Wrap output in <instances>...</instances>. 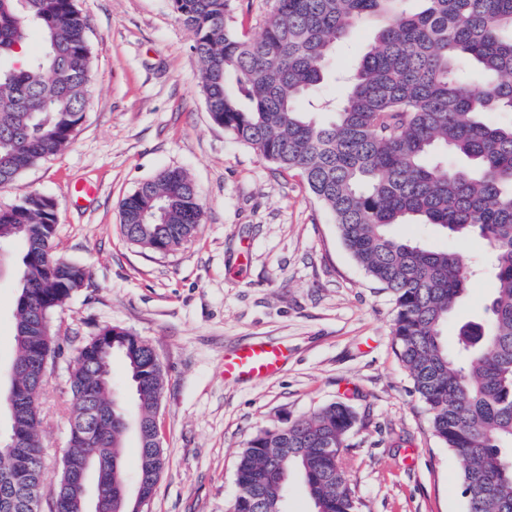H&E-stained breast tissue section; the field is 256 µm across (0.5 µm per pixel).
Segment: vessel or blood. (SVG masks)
Instances as JSON below:
<instances>
[{
  "mask_svg": "<svg viewBox=\"0 0 512 512\" xmlns=\"http://www.w3.org/2000/svg\"><path fill=\"white\" fill-rule=\"evenodd\" d=\"M287 358L286 350L268 342H250L224 357V379L267 380L277 375Z\"/></svg>",
  "mask_w": 512,
  "mask_h": 512,
  "instance_id": "vessel-or-blood-1",
  "label": "vessel or blood"
}]
</instances>
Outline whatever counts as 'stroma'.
<instances>
[{
    "label": "stroma",
    "instance_id": "35a3bbf8",
    "mask_svg": "<svg viewBox=\"0 0 512 512\" xmlns=\"http://www.w3.org/2000/svg\"><path fill=\"white\" fill-rule=\"evenodd\" d=\"M89 22L90 101L70 144L0 188V207L39 193L59 203L56 252L87 279L54 314L60 337L41 389V508L49 512L68 448V373L77 348L111 327L138 336L165 373L156 415L166 466L144 512H230L236 461L257 434L344 402L357 421L344 452L357 512H465L460 465L395 354V306L343 245L331 215L296 171H283L213 123L194 34L170 0H76ZM274 0H227L226 22L259 36ZM378 23L355 26L335 70L354 68ZM186 171L205 220L179 250L131 244L121 202L163 169ZM393 231L459 254L468 288L443 329L456 348L493 293L479 238L420 224ZM11 274L0 275V366L14 355ZM262 340L288 350L280 373L229 384L224 356Z\"/></svg>",
    "mask_w": 512,
    "mask_h": 512
}]
</instances>
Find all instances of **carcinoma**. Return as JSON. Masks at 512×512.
Returning a JSON list of instances; mask_svg holds the SVG:
<instances>
[{"instance_id": "cac0c4a2", "label": "carcinoma", "mask_w": 512, "mask_h": 512, "mask_svg": "<svg viewBox=\"0 0 512 512\" xmlns=\"http://www.w3.org/2000/svg\"><path fill=\"white\" fill-rule=\"evenodd\" d=\"M275 0L261 35L225 22L226 0H171L192 29L208 112L237 142L296 170L332 215L355 262L393 296L395 351L435 436L461 468L466 512H512V0ZM376 18L374 43L339 103L315 96L336 47ZM42 50L19 60L30 33ZM91 52L74 0H0V185L58 154L88 105ZM465 160L448 164V156ZM204 206L187 173L167 168L123 200L124 235L156 253L189 242ZM397 224L476 236L491 255L495 288L481 322L442 329L467 288L457 253L397 238ZM57 203L29 194L0 209V250L20 243L13 340L16 363L54 357L53 314L86 281L57 255ZM134 407L116 396L114 361ZM70 459H89L95 512H137L126 491L123 443L138 437L136 484L153 497L165 467L156 444L164 388L152 349L129 333L90 338L69 373ZM356 422L343 402L252 439L236 483L255 491L231 512H286L288 480L301 477L314 512H356L342 462ZM27 450L0 465V512H41L40 409L10 424ZM53 512H83V490L61 464Z\"/></svg>"}]
</instances>
